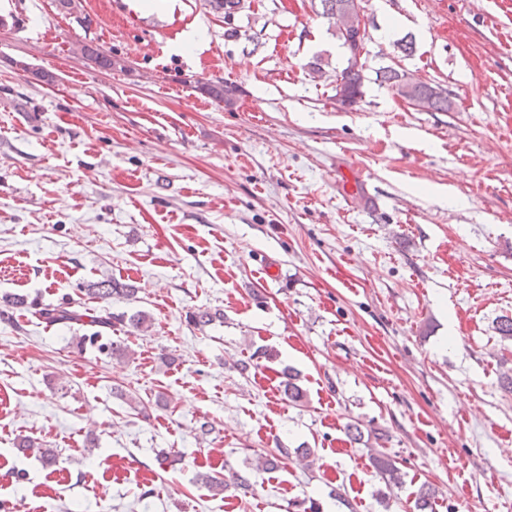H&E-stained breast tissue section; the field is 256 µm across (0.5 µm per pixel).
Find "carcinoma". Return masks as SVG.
I'll return each instance as SVG.
<instances>
[{
    "mask_svg": "<svg viewBox=\"0 0 512 512\" xmlns=\"http://www.w3.org/2000/svg\"><path fill=\"white\" fill-rule=\"evenodd\" d=\"M311 5L316 8L317 15L327 19L333 25L336 24V0H311ZM84 54L96 67L103 70L112 68L111 55L90 46L84 47ZM365 69L366 62L363 61L361 65L357 66L349 60L347 61V66L336 76V87H342L348 90L351 104L353 105L358 103L362 98ZM85 291L90 298L103 303L101 312L96 314L83 313L71 306L69 302H60L58 304L37 303L35 304L33 314L38 317L41 322L49 326L77 324L86 317L89 319V323L99 327V330L89 336L79 337L77 345L84 346L88 343L91 345L96 344L100 351L110 357L118 356L123 358L129 356L130 350L127 347L116 344L110 340L107 342L103 341L101 329L105 328L110 330L112 326L119 324L126 327L127 332L131 334L144 333L149 330L150 319L143 311H138L130 316L124 313L115 314L110 311L112 302L131 300L136 297L139 289L130 284L110 279L92 282L87 285ZM25 306H27V301L24 296L18 294H4L0 296V317L7 320L9 319V310ZM222 319H224V313L219 309L199 310L189 314V322L198 329ZM283 375L285 380L282 381V384L285 396L290 402L296 405L303 404L306 399V392L298 384L297 375L289 371L283 372ZM17 448L24 454L33 449L37 450L39 457L47 466L57 463L58 454L56 449L49 448L44 443L36 444L24 439L17 444ZM373 463L387 484H393L395 486L401 484L400 471L392 460L379 454L373 457ZM200 480L216 495L224 493V490L231 485L244 490H248L252 487V484L247 478L237 473H233L227 477H218L205 473L200 475Z\"/></svg>",
    "mask_w": 512,
    "mask_h": 512,
    "instance_id": "cac0c4a2",
    "label": "carcinoma"
}]
</instances>
